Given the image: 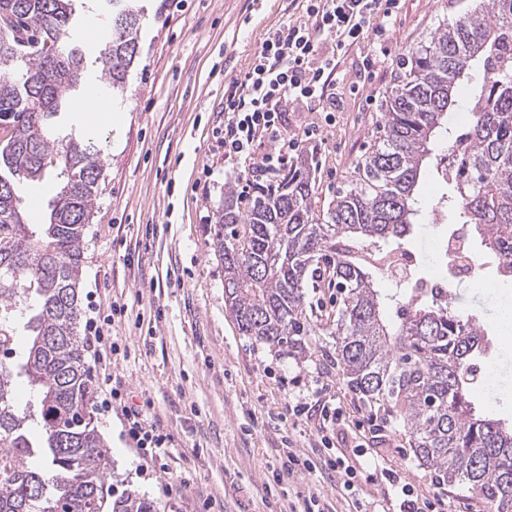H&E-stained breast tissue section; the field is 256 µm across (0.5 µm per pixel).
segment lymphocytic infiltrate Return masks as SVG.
<instances>
[{
    "instance_id": "f902f5d3",
    "label": "lymphocytic infiltrate",
    "mask_w": 512,
    "mask_h": 512,
    "mask_svg": "<svg viewBox=\"0 0 512 512\" xmlns=\"http://www.w3.org/2000/svg\"><path fill=\"white\" fill-rule=\"evenodd\" d=\"M399 0H302L300 18L269 28L256 48L249 67L224 90V155L255 161L259 169H281L301 142L318 136L314 127L301 133L288 130V114L296 104L317 106L325 126L336 123L340 103L336 90L346 81L337 70V56L357 48L363 70L378 62L371 41L390 31ZM269 152L258 154L261 142ZM128 437L150 458L168 452L169 436L147 422L140 411L127 408ZM329 469L344 475L346 489L357 477L384 481L400 496L401 512H436L434 505L414 499L400 469L383 466L374 458L328 459Z\"/></svg>"
}]
</instances>
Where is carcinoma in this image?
<instances>
[{
	"instance_id": "carcinoma-1",
	"label": "carcinoma",
	"mask_w": 512,
	"mask_h": 512,
	"mask_svg": "<svg viewBox=\"0 0 512 512\" xmlns=\"http://www.w3.org/2000/svg\"><path fill=\"white\" fill-rule=\"evenodd\" d=\"M74 0H0V512H157L148 496L116 493L112 456L92 416L80 319L83 237L103 165L73 137L51 138L49 121L77 86L85 55L70 40ZM112 39L100 51L112 88L139 54L135 0H114ZM26 47H37L34 59ZM470 88L460 148L462 175L443 178L440 209L460 218L479 267L512 283V0H483L464 20L442 25L400 61L380 104L377 137L354 163L326 212L315 211L317 162L306 153L270 177L242 210L230 194L218 212L224 296L242 335L288 354L313 331L306 289H336L319 314L332 336L336 370L369 416L393 423L417 465L450 492L470 494L478 512H512V422L480 413L470 400L492 332L457 309L448 293L406 282L396 317L376 288V257L401 248L417 224L421 178L439 169L435 144ZM64 178L50 222H24L15 181L47 169ZM30 346L14 359L16 316ZM36 390L33 417L14 404L15 377Z\"/></svg>"
}]
</instances>
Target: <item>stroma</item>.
<instances>
[{
	"mask_svg": "<svg viewBox=\"0 0 512 512\" xmlns=\"http://www.w3.org/2000/svg\"><path fill=\"white\" fill-rule=\"evenodd\" d=\"M144 17L139 55L123 93L109 94L95 62L112 34L106 0H81L73 28L82 30L85 69L54 124L98 151L103 178L84 234L79 290L82 319L110 320L120 350L111 365L89 366L91 385L111 377L126 404L159 422L171 441L167 469L136 450L124 433L120 407L94 406V425L112 452V486L152 498L158 512H300L317 494L325 512H398L381 481L360 482L355 496L321 465L330 450L352 455L356 446L391 464L422 499L438 487L404 450L392 428L360 432L366 419L355 395L330 364L333 340L320 332L303 351L284 354L243 336L225 304L224 265L216 251V216L224 194L244 176V165L224 158V89L243 73L264 31L299 17L294 0H138ZM474 0H402L387 53L362 72L355 53L340 68L357 92H343V110L324 141L305 142L316 153L319 209H326L353 164L369 146L397 63L439 24L462 19ZM105 89L102 110L85 123L78 99L89 83ZM61 189L55 174L23 181L31 202L27 223H45ZM447 191L437 177L422 180L419 224L404 246L426 280L443 271L434 248L447 225L429 212ZM456 307L494 325L497 348L487 378L472 399L482 411L512 420V330L498 323L512 285L487 266L478 281L453 287ZM307 405L293 415L294 402ZM339 405L344 423L324 425L322 405ZM315 467L281 478L287 452Z\"/></svg>",
	"mask_w": 512,
	"mask_h": 512,
	"instance_id": "1",
	"label": "stroma"
}]
</instances>
